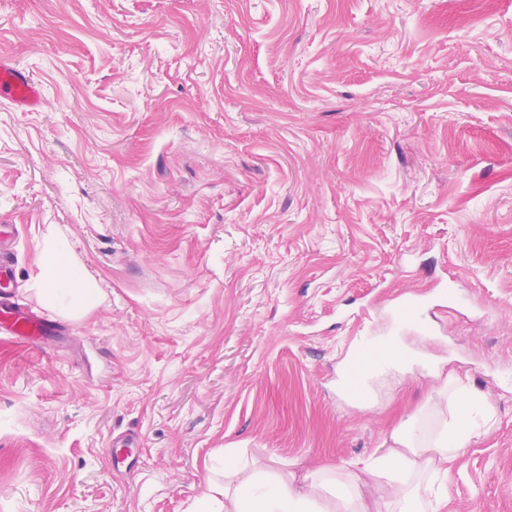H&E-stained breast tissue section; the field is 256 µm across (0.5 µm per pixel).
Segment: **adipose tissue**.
Wrapping results in <instances>:
<instances>
[{"instance_id": "ef3b65f1", "label": "adipose tissue", "mask_w": 512, "mask_h": 512, "mask_svg": "<svg viewBox=\"0 0 512 512\" xmlns=\"http://www.w3.org/2000/svg\"><path fill=\"white\" fill-rule=\"evenodd\" d=\"M65 254L62 237L44 239L36 287L47 301L65 296L81 311L95 303L98 291ZM446 387L453 409L431 436H422L418 418L403 420L391 430L380 456L331 481L316 472H274L258 458L229 464L222 477L209 478L201 512H324L321 503L329 494L336 497L332 512H370V499L379 495L387 497L389 512H439L448 498V464L472 437V412L493 417L479 389L453 376Z\"/></svg>"}]
</instances>
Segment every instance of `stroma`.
<instances>
[{
	"mask_svg": "<svg viewBox=\"0 0 512 512\" xmlns=\"http://www.w3.org/2000/svg\"><path fill=\"white\" fill-rule=\"evenodd\" d=\"M0 512H191L225 457L312 472L380 455L446 375L494 406L439 512H512V0H0ZM106 298L33 287L43 240ZM452 276L488 307L395 332L390 298ZM374 305L370 319L362 309ZM419 362L343 396L350 350ZM0 98L11 101L23 112L37 110L43 103L41 85L12 60L0 59ZM14 251L8 238V232L3 224L0 225V288L1 298L6 299L7 289L13 284ZM0 330L22 341H44L59 336L62 328L32 308L4 301L0 304Z\"/></svg>",
	"mask_w": 512,
	"mask_h": 512,
	"instance_id": "obj_1",
	"label": "stroma"
}]
</instances>
